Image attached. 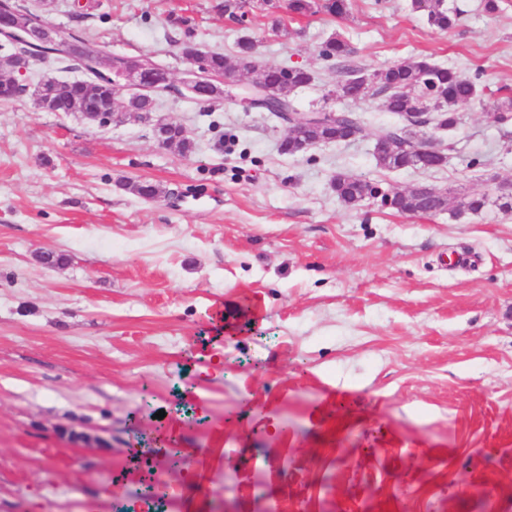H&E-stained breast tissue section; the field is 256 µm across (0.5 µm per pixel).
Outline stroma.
<instances>
[{"instance_id": "35a3bbf8", "label": "stroma", "mask_w": 512, "mask_h": 512, "mask_svg": "<svg viewBox=\"0 0 512 512\" xmlns=\"http://www.w3.org/2000/svg\"><path fill=\"white\" fill-rule=\"evenodd\" d=\"M482 2L445 0L460 18L440 31L411 0L282 9L276 30L224 0H17L177 82L183 43L229 56L248 32L262 63L312 74L297 109L353 110L366 130L289 155L267 113L160 97L195 145L183 156L135 112L100 126L0 102V512H512V119H495L512 0ZM335 35L343 67L318 54ZM422 57L489 91L453 128L418 129L442 167L379 168L403 119L332 92L344 68ZM340 172L486 205L352 207ZM142 181L160 196L130 191ZM317 0H288V12L301 17L312 16L320 12H327L336 16H341L348 9L347 0H327L326 3L318 6Z\"/></svg>"}]
</instances>
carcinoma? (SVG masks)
Here are the masks:
<instances>
[{"mask_svg":"<svg viewBox=\"0 0 512 512\" xmlns=\"http://www.w3.org/2000/svg\"><path fill=\"white\" fill-rule=\"evenodd\" d=\"M411 7L427 16L428 23L441 31H447L456 26L458 13L444 6V0H412ZM348 9V0H326L317 5L315 0H288V12L301 17L312 16L327 12L341 16ZM256 41L248 34H241L236 41V51L233 57L220 52L208 54L207 62L214 72H222L226 68H237L249 74L252 72L251 62L254 56ZM352 49L347 41L335 36L322 42L320 56L325 60H340L349 56ZM357 70L347 72L346 78L336 85L334 94L343 100L362 99L365 95L383 98V107L401 118H406L410 112H424L431 122L439 128H448L456 124V109L463 103L479 97V85L470 78L462 75L457 69L436 64L427 58L414 61L394 63L383 69L372 71L374 87L371 91H362L356 85ZM85 74L92 79L94 92L88 93L86 81L64 80L59 86L51 102L43 109L48 112H90L106 107L110 103V88L91 70ZM261 78V87L268 91V97L276 102L275 107L268 109L273 116L280 112H294L296 108L284 94V89L302 88L313 80L312 74L305 68L298 67L288 73V87L282 86L281 70L279 67H269L257 72ZM336 127L311 128L299 131V137L285 139L281 150L286 154H297L307 151L303 147L306 142L315 145L322 143H339L345 129H354L359 133L365 132L363 120L358 113L346 109L336 110ZM162 146L174 148L181 155L187 156L194 152V144L178 126L166 131ZM420 146L405 152L386 153L376 152L377 164L385 169H434L444 165V161L436 160L418 152ZM336 195L347 205L357 206L369 199H378L381 204L401 214H426L433 207L439 211H455L466 209L472 212L480 211L486 204L482 197H472L455 202L446 193L438 191L436 201L425 200L410 190L404 193L390 194L382 190L375 182L348 173H338L334 179Z\"/></svg>","mask_w":512,"mask_h":512,"instance_id":"carcinoma-1","label":"carcinoma"}]
</instances>
